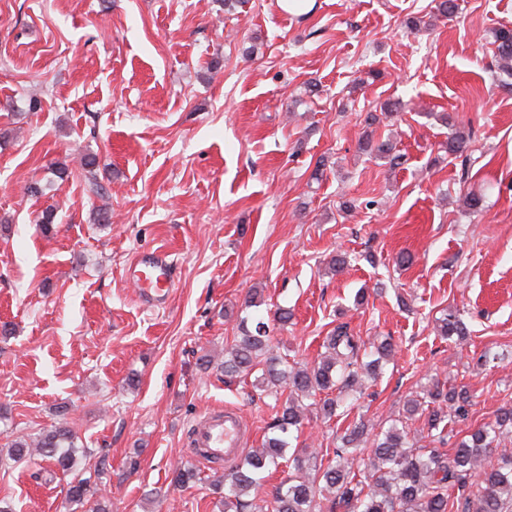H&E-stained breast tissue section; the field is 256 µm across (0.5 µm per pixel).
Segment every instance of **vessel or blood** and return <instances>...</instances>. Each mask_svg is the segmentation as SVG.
<instances>
[{"label":"vessel or blood","mask_w":512,"mask_h":512,"mask_svg":"<svg viewBox=\"0 0 512 512\" xmlns=\"http://www.w3.org/2000/svg\"><path fill=\"white\" fill-rule=\"evenodd\" d=\"M126 273L145 306L166 307L176 276V266L167 252L139 251ZM242 427V419L236 411L220 409L209 412L194 430V445L203 449L208 458L232 461L241 452Z\"/></svg>","instance_id":"obj_1"}]
</instances>
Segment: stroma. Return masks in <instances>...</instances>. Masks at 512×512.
Segmentation results:
<instances>
[{
	"label": "stroma",
	"instance_id": "obj_1",
	"mask_svg": "<svg viewBox=\"0 0 512 512\" xmlns=\"http://www.w3.org/2000/svg\"><path fill=\"white\" fill-rule=\"evenodd\" d=\"M437 2L314 0L302 18L277 0H0V507L85 512L69 476L5 458L64 423L92 451L78 465L107 512H219L223 471L188 434L235 407L245 450L261 447L280 401L220 366L241 318L280 308L293 318L271 344L292 362H318L342 323L397 346L340 417L308 413L292 447L388 426L434 377L471 396L449 442L512 405V85L492 45L512 0H459L451 19ZM370 112L399 167L359 153ZM452 125L470 136L457 155ZM143 249L177 266L166 308L143 307L125 276ZM446 312L465 340L437 335ZM486 351L497 362L478 365ZM187 461L203 479L181 487Z\"/></svg>",
	"mask_w": 512,
	"mask_h": 512
}]
</instances>
